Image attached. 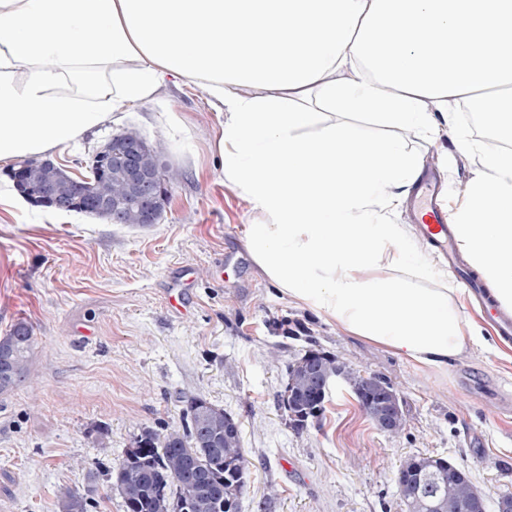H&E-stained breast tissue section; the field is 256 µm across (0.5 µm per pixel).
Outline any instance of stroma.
Wrapping results in <instances>:
<instances>
[{"label":"stroma","instance_id":"obj_1","mask_svg":"<svg viewBox=\"0 0 512 512\" xmlns=\"http://www.w3.org/2000/svg\"><path fill=\"white\" fill-rule=\"evenodd\" d=\"M320 119L352 124L362 144L400 142L458 204L480 170L478 147L492 141L433 140L327 106ZM130 127L182 173L158 223L0 201V337L20 322L34 337L28 380L0 396V512H57L70 491L89 494V512H125L112 472L144 429L180 427L188 397L239 425V512H404L397 476L413 456L463 466L486 512H497L512 494V360L470 348L423 370L265 280L241 240L255 211L215 166L219 122L192 82L167 80L156 100L115 109L111 124L53 160L80 177ZM186 268L192 281L175 310L168 295ZM311 349L388 382L404 431H380L344 384L296 426L282 397L289 366Z\"/></svg>","mask_w":512,"mask_h":512}]
</instances>
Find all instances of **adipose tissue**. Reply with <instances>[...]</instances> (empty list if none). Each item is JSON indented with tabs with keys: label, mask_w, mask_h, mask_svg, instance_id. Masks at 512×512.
<instances>
[{
	"label": "adipose tissue",
	"mask_w": 512,
	"mask_h": 512,
	"mask_svg": "<svg viewBox=\"0 0 512 512\" xmlns=\"http://www.w3.org/2000/svg\"><path fill=\"white\" fill-rule=\"evenodd\" d=\"M167 76L227 111L214 150L259 214L245 247L282 294L424 369L484 343L446 270L371 209L419 177L418 159L391 141L338 166L355 133L320 124L311 103L435 137L463 96L512 108V0H0V164L69 146ZM69 80L78 95L57 93ZM480 164L450 220L512 311V152L481 151Z\"/></svg>",
	"instance_id": "adipose-tissue-1"
}]
</instances>
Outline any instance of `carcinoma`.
Instances as JSON below:
<instances>
[{"mask_svg":"<svg viewBox=\"0 0 512 512\" xmlns=\"http://www.w3.org/2000/svg\"><path fill=\"white\" fill-rule=\"evenodd\" d=\"M34 173V184L50 196H73L82 203L88 198L82 190H90L114 199V211L106 216L112 224H136L137 205L126 196L124 185L109 177L106 164L90 166L88 174L73 178L64 171L45 167L37 162L23 161ZM34 339L29 328L17 324L9 335L0 338V395L19 387L29 373ZM313 368L327 376L339 364L334 357L318 350L306 353ZM288 386L293 394L291 412L297 422L321 413L325 398L306 390L305 366L297 361L289 369ZM241 436L224 437V410L208 401L193 397L187 400L186 418L182 428L166 433L153 429L143 431L135 445L126 451L116 470L126 512H238L244 484L239 473L246 470L245 460L237 453ZM422 469L417 496L401 493L418 512L442 504L444 512H460L454 508L457 499L465 496L472 483L461 470L462 477L448 482V470L434 464L429 457L415 458ZM88 497L70 492L61 503L62 512H88Z\"/></svg>","mask_w":512,"mask_h":512,"instance_id":"obj_1","label":"carcinoma"}]
</instances>
